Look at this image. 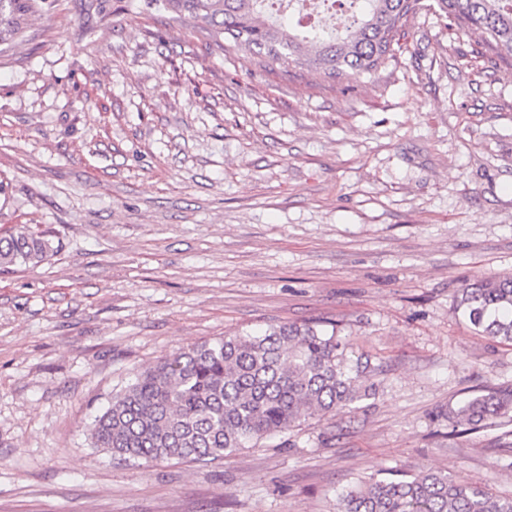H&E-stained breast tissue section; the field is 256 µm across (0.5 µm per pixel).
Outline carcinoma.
<instances>
[{
	"label": "carcinoma",
	"instance_id": "cac0c4a2",
	"mask_svg": "<svg viewBox=\"0 0 512 512\" xmlns=\"http://www.w3.org/2000/svg\"><path fill=\"white\" fill-rule=\"evenodd\" d=\"M55 0H0V52L25 37L26 20ZM266 0H144L149 10L187 16L215 38L269 60H293L334 79L370 74L392 55L422 0H363L353 30L317 26L305 36L263 15ZM449 25L477 30L488 51L512 63V0H432ZM54 252L46 231L0 229V273ZM455 310L486 336L512 342V275L480 279L457 293ZM347 338L311 324L284 323L261 335H224L191 345L139 374L95 417L94 446L146 464L219 461L282 433L304 417L334 415L376 395L380 366L348 355ZM512 417V389L462 401L448 419L472 426ZM339 512H512V496L442 471L396 470L359 479Z\"/></svg>",
	"mask_w": 512,
	"mask_h": 512
}]
</instances>
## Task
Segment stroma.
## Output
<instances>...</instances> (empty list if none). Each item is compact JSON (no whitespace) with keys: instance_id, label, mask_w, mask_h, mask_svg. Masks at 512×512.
<instances>
[{"instance_id":"1","label":"stroma","mask_w":512,"mask_h":512,"mask_svg":"<svg viewBox=\"0 0 512 512\" xmlns=\"http://www.w3.org/2000/svg\"><path fill=\"white\" fill-rule=\"evenodd\" d=\"M0 54V226L56 253L0 274V512H338L384 469L512 495V343L453 311L512 274V67L422 9L375 73L259 65L142 0H54ZM334 323L376 398L212 464L112 458L94 416L160 359ZM512 417V389H500L476 395L462 401L448 414V420L472 426L471 429L487 425L488 420Z\"/></svg>"}]
</instances>
